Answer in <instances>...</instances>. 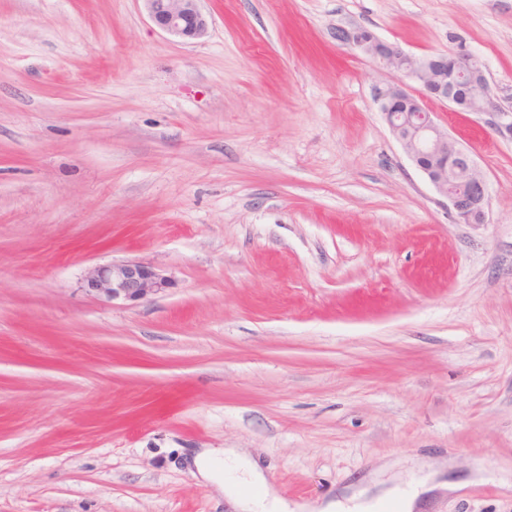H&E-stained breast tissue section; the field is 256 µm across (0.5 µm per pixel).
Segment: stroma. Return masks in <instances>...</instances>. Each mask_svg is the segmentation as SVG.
<instances>
[{"mask_svg":"<svg viewBox=\"0 0 512 512\" xmlns=\"http://www.w3.org/2000/svg\"><path fill=\"white\" fill-rule=\"evenodd\" d=\"M0 0V512H235L202 448L320 512L440 465L512 512V141L424 99L490 221L459 224L336 30L463 52L512 105V0ZM152 264L144 300L88 292ZM201 0H144L152 21L163 31L183 40L203 37L208 21L200 11ZM170 280L143 262L99 266L88 273L85 287L107 300L138 301L164 292Z\"/></svg>","mask_w":512,"mask_h":512,"instance_id":"1","label":"stroma"}]
</instances>
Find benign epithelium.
I'll list each match as a JSON object with an SVG mask.
<instances>
[{"label":"benign epithelium","instance_id":"7a95c632","mask_svg":"<svg viewBox=\"0 0 512 512\" xmlns=\"http://www.w3.org/2000/svg\"><path fill=\"white\" fill-rule=\"evenodd\" d=\"M152 21L183 40L203 37L208 21L200 0H144ZM336 37L369 54L381 68L396 73L393 81L378 85L374 101L391 134L435 191L448 201L459 224L489 221L487 182L473 156L448 137L422 97L446 102L456 112H483L502 138H512V106L496 101L482 62L470 54L433 53L415 57L399 45L377 38L369 29L339 28ZM419 84L424 95L414 93ZM85 287L108 300L138 301L164 292L170 280L143 262L99 266L88 273Z\"/></svg>","mask_w":512,"mask_h":512}]
</instances>
